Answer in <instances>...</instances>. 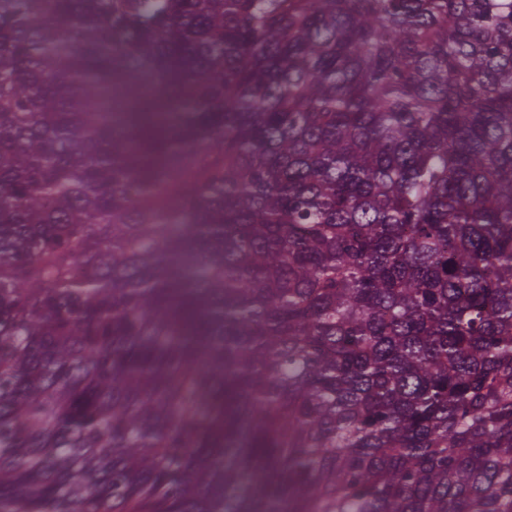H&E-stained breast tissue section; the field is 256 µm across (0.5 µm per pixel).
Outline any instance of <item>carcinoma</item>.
Wrapping results in <instances>:
<instances>
[{
    "label": "carcinoma",
    "mask_w": 512,
    "mask_h": 512,
    "mask_svg": "<svg viewBox=\"0 0 512 512\" xmlns=\"http://www.w3.org/2000/svg\"><path fill=\"white\" fill-rule=\"evenodd\" d=\"M0 512H512V0H0Z\"/></svg>",
    "instance_id": "carcinoma-1"
}]
</instances>
